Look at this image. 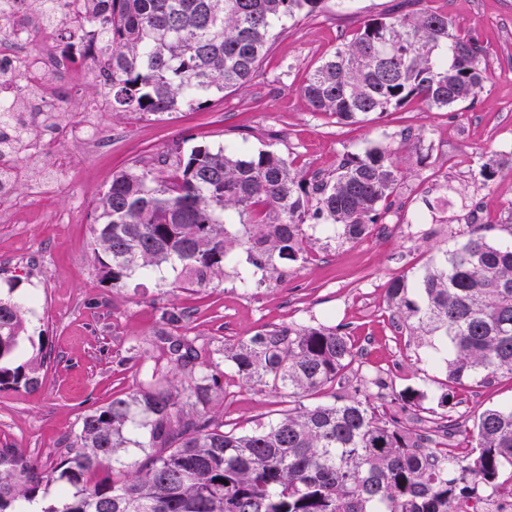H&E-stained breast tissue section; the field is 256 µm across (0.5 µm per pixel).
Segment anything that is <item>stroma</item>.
Returning a JSON list of instances; mask_svg holds the SVG:
<instances>
[{"label":"stroma","instance_id":"obj_1","mask_svg":"<svg viewBox=\"0 0 512 512\" xmlns=\"http://www.w3.org/2000/svg\"><path fill=\"white\" fill-rule=\"evenodd\" d=\"M393 4L327 0L318 14L288 22L260 76L246 87L216 94L200 111L107 112L108 145L70 143L52 194L33 199L19 191L22 213L16 223H0V296L31 303L20 360L32 359L30 340L39 335L50 358L39 368L37 388L0 389V448L19 449L46 471L57 470L82 417L138 386L136 361L154 355V332L167 309L189 311L192 335L216 350L282 323L346 325L357 352L348 372L352 388L380 375L395 390H419L417 413L425 418L443 413L447 392L456 401L455 416L467 422L485 408L512 402V378L506 376L480 388L449 385L443 367L427 363L428 346L394 330L385 295L390 280L424 272L455 246L448 229L465 224L467 201L482 203L485 222L498 227L496 239L512 235V167L486 184L474 178L483 158L512 145V0L424 2L448 12L459 32L489 49L488 80L474 105L445 110L413 102L352 124L312 111L299 91L309 70L336 47L340 34L353 33L361 20ZM405 127L421 134L422 148L400 153L404 176L385 223L353 243L317 229L285 274L253 276L246 253L237 251L223 281L206 288H179L181 272L168 266L149 276L134 273L115 287L94 258L92 226L113 173L174 143L186 151L206 146L243 154L270 146L297 169L330 171L343 153L393 140ZM443 182L455 192L447 208L433 213L435 235L421 238L413 215ZM244 275L249 283H241ZM219 380L224 395L211 408L237 431L283 406L279 394L256 392L235 375Z\"/></svg>","mask_w":512,"mask_h":512}]
</instances>
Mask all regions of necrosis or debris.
Segmentation results:
<instances>
[{
	"label": "necrosis or debris",
	"mask_w": 512,
	"mask_h": 512,
	"mask_svg": "<svg viewBox=\"0 0 512 512\" xmlns=\"http://www.w3.org/2000/svg\"><path fill=\"white\" fill-rule=\"evenodd\" d=\"M18 11V0H0V26L9 30L0 38V70L12 77L0 85V112L9 114L10 131L27 133L31 147L28 158L15 154L0 159L2 224L14 223L23 207L11 189L13 182L25 181L34 197L48 196L55 189L56 172L63 168L68 143L98 145L110 136L103 121L108 98H100L90 112L63 111L61 87L82 79L77 58L60 48L52 30L16 23Z\"/></svg>",
	"instance_id": "1"
}]
</instances>
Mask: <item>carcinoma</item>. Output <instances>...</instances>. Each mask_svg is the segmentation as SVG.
Here are the masks:
<instances>
[{
  "instance_id": "carcinoma-1",
  "label": "carcinoma",
  "mask_w": 512,
  "mask_h": 512,
  "mask_svg": "<svg viewBox=\"0 0 512 512\" xmlns=\"http://www.w3.org/2000/svg\"><path fill=\"white\" fill-rule=\"evenodd\" d=\"M102 18L110 66L97 70V94L112 111L162 115L200 109L210 96L253 81L285 22L326 0H87ZM403 0L359 28L308 73L301 94L314 112L365 121L417 100L431 108L474 104L484 89L489 50L454 30L448 13ZM407 128L398 147L377 144L342 154L331 172H303L274 150L240 156L180 144L115 173L93 228L94 253L117 284L134 272L181 267L184 287L224 278L236 250L260 269L298 260L319 224L356 242L383 223L399 182L400 148L421 146ZM414 214L424 224L449 193ZM240 224L243 235L231 231ZM493 224H467L459 245L410 282L386 288L391 320L420 344L448 348V382L485 387L512 378V246L491 238ZM165 311L158 355L137 389L87 413L59 464V503L40 512H488L509 493L512 508V404L485 409L461 429L453 415L434 432H463L468 450L443 451L383 405L404 410L421 397L380 376L367 394L347 392L353 345L343 325L280 324L224 343V362L245 385L282 394L288 407L245 433L224 429L207 410L224 394L216 351L174 329ZM25 307L0 297V387L34 388L36 368L15 357ZM189 371L179 389L168 367ZM143 421L132 427V411ZM151 449L127 461L129 447ZM123 471L113 479L109 472ZM48 476L41 462L0 448V512H29Z\"/></svg>"
}]
</instances>
